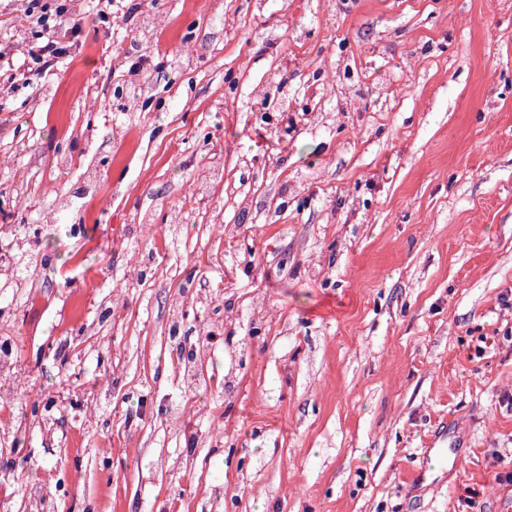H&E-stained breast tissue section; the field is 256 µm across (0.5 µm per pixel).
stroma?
Masks as SVG:
<instances>
[{
	"label": "stroma",
	"instance_id": "stroma-1",
	"mask_svg": "<svg viewBox=\"0 0 512 512\" xmlns=\"http://www.w3.org/2000/svg\"><path fill=\"white\" fill-rule=\"evenodd\" d=\"M138 2L0 0V512H512V0ZM21 19L30 20L32 24L42 28L47 33L46 39L43 41H31L27 45L28 58L37 65H46L53 59L59 58L66 54V48L60 46L61 41L56 40L57 17L64 15L63 9L56 12L55 18L48 14V3L43 0H25ZM45 2V3H43ZM429 447L425 448L422 456V471L424 472L440 465L445 448L443 434L435 431L429 441Z\"/></svg>",
	"mask_w": 512,
	"mask_h": 512
}]
</instances>
